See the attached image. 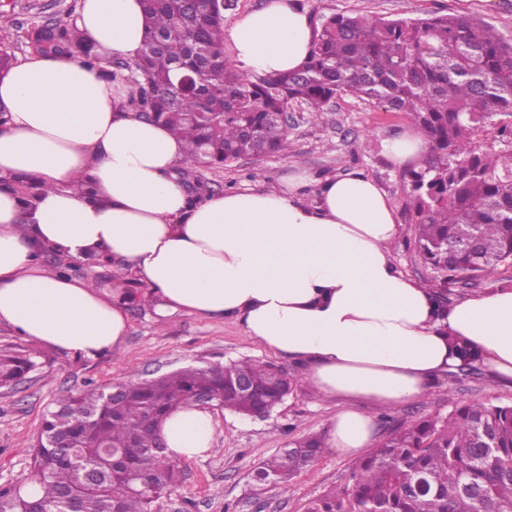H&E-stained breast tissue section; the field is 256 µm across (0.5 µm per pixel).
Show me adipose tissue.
<instances>
[{
  "label": "adipose tissue",
  "mask_w": 512,
  "mask_h": 512,
  "mask_svg": "<svg viewBox=\"0 0 512 512\" xmlns=\"http://www.w3.org/2000/svg\"><path fill=\"white\" fill-rule=\"evenodd\" d=\"M75 24L106 55L138 61L141 0H81ZM314 30L298 0H266L226 34L245 73L293 71ZM0 323L37 344L94 357L127 334L128 276L155 313L228 316L251 339L302 365L319 397L347 401L328 449L354 454L374 437L372 407L395 408L455 370L456 341L512 385V288L446 305L402 275L389 246L402 230L387 193L353 172L283 187L190 198L174 170L184 142L138 118L128 89L67 55H37L0 76ZM39 188L26 199L18 188ZM314 200H307V192ZM117 260L111 291L48 269L43 248ZM175 462L208 453L213 419L199 407L162 427Z\"/></svg>",
  "instance_id": "adipose-tissue-1"
}]
</instances>
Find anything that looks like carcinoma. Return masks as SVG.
Masks as SVG:
<instances>
[{
  "label": "carcinoma",
  "instance_id": "obj_1",
  "mask_svg": "<svg viewBox=\"0 0 512 512\" xmlns=\"http://www.w3.org/2000/svg\"><path fill=\"white\" fill-rule=\"evenodd\" d=\"M150 28L139 60L102 67L75 30L37 26L42 54L79 56L130 88V105L164 121L186 145L183 165L221 166L243 156L285 154L279 115L292 103L322 112L342 93L409 116L427 143L406 171V208L415 247L449 284L491 281L512 263V39L483 20L448 13L384 19L330 16L315 32L306 64L278 74L243 75L224 49V9L188 0H143ZM494 128L498 146L477 144ZM457 372L481 362L457 343ZM30 355H0V387L35 370ZM252 392L242 393L237 379ZM296 385L281 368L252 360L187 367L160 377L88 387L56 399L31 455L43 484L38 499L0 487V512H155L179 479L176 463L151 445L155 424L215 393L224 408L272 411ZM448 414L411 417L351 472L349 484L311 500L306 512H512V405L448 397ZM324 439L307 436L257 467L281 484L311 465Z\"/></svg>",
  "mask_w": 512,
  "mask_h": 512
}]
</instances>
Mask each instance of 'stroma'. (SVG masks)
<instances>
[{
  "instance_id": "35a3bbf8",
  "label": "stroma",
  "mask_w": 512,
  "mask_h": 512,
  "mask_svg": "<svg viewBox=\"0 0 512 512\" xmlns=\"http://www.w3.org/2000/svg\"><path fill=\"white\" fill-rule=\"evenodd\" d=\"M313 26L340 13L358 12L385 18H423L431 14H465L493 25L512 39V0H299ZM80 0H0V51L14 62L29 59L26 40L32 27H73ZM401 112H388L344 94L325 112L312 116L299 104L288 108V137L292 149L267 158L245 157L223 168L198 166L182 173L191 195L227 194L245 189L278 187L293 168L312 178L342 176L359 171L388 193L403 226L390 245L398 271L434 291H445L448 302L488 291L485 283L465 288L442 287L430 266L418 255L414 226L405 203L410 184L403 168L385 155L382 144L414 130ZM48 268L110 287L119 272L117 262L68 261L54 252L44 254ZM128 331L119 350L95 358L43 348L0 323V351L33 355L35 371L18 385L0 388V485L23 484L30 478V454L54 399L110 382L157 377L181 367L251 359L282 366L297 378L294 392L270 415L247 418L213 409L212 451L179 463V483L159 500V512H306L309 501L323 491L347 483L359 457L324 451L307 469L283 484H266L256 477L259 462L289 442L325 434L340 410L339 401L312 396L303 383L301 367L255 343L242 324L223 316L177 314L160 320L151 308L129 307ZM462 403H512V387L497 384L488 372L476 377L453 374L439 378L418 399L396 408L375 409L377 440L403 418L448 411L449 400Z\"/></svg>"
}]
</instances>
